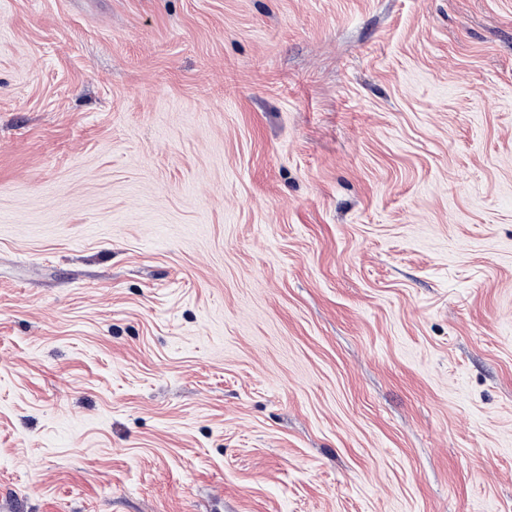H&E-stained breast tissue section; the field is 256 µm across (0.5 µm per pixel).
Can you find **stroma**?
Here are the masks:
<instances>
[{
  "label": "stroma",
  "instance_id": "35a3bbf8",
  "mask_svg": "<svg viewBox=\"0 0 512 512\" xmlns=\"http://www.w3.org/2000/svg\"><path fill=\"white\" fill-rule=\"evenodd\" d=\"M0 512H512V0H0Z\"/></svg>",
  "mask_w": 512,
  "mask_h": 512
}]
</instances>
